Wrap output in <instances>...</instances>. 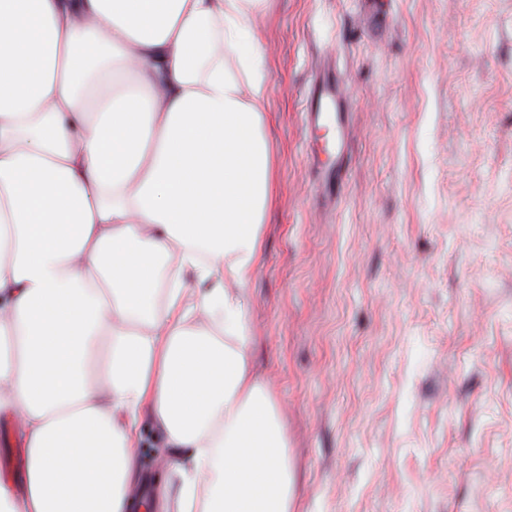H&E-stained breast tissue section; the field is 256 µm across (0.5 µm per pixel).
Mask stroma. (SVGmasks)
I'll use <instances>...</instances> for the list:
<instances>
[{
	"label": "stroma",
	"instance_id": "35a3bbf8",
	"mask_svg": "<svg viewBox=\"0 0 512 512\" xmlns=\"http://www.w3.org/2000/svg\"><path fill=\"white\" fill-rule=\"evenodd\" d=\"M253 28L275 197L245 294L298 512H512V0H265ZM326 57L332 205L308 155L335 129L302 112Z\"/></svg>",
	"mask_w": 512,
	"mask_h": 512
}]
</instances>
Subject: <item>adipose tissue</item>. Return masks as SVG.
<instances>
[{
    "label": "adipose tissue",
    "instance_id": "ef3b65f1",
    "mask_svg": "<svg viewBox=\"0 0 512 512\" xmlns=\"http://www.w3.org/2000/svg\"><path fill=\"white\" fill-rule=\"evenodd\" d=\"M260 2L0 0V512H128L146 413L175 459L151 512H296L244 296L275 191ZM22 445L15 429L7 422L0 421V478L16 477L22 464Z\"/></svg>",
    "mask_w": 512,
    "mask_h": 512
}]
</instances>
